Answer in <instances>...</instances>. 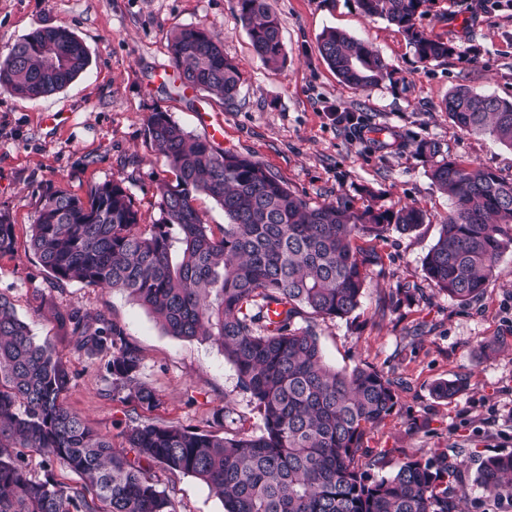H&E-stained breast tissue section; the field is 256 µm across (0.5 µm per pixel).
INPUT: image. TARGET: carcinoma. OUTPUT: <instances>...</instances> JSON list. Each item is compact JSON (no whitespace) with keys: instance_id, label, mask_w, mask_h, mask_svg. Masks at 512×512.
<instances>
[{"instance_id":"obj_1","label":"carcinoma","mask_w":512,"mask_h":512,"mask_svg":"<svg viewBox=\"0 0 512 512\" xmlns=\"http://www.w3.org/2000/svg\"><path fill=\"white\" fill-rule=\"evenodd\" d=\"M236 4L255 53L279 68L285 60L281 23L269 0ZM358 4L365 16L401 29L422 63L458 51L417 26L435 0ZM318 49L353 88L393 80L377 53L344 32L324 31ZM168 50L183 87L235 100L241 73L218 34L183 27L169 34ZM88 65L87 48L71 31L44 27L11 45L0 63V88L36 101L71 84ZM442 108L460 130L488 133L512 147V101L460 85ZM145 131L176 177V184L158 186L159 218L145 224L119 182L97 184L84 198L57 188L42 200L31 248L52 285L75 281L124 293L169 335L220 347L263 430L220 436L141 421L140 413L163 400L140 381L142 354L124 328L104 313L92 316L40 293L34 310L49 312L75 350L108 356L112 393H126L132 409L121 437L134 457L117 452L110 438L64 404L68 368L0 294V512H177L174 498L152 477L155 463L205 482L224 512H459L460 468L445 452L408 459L380 478L357 468L366 429L392 414L399 382L360 364L331 368L315 330L317 320L346 318L360 306L379 257L355 240L392 228L410 233L424 214L412 206L356 209L342 196L312 206L262 163L192 137L162 110L147 116ZM419 150L435 159L431 178L453 204L424 258L425 276L467 304L512 250V182L440 157L434 141L421 142ZM196 193L224 210L221 235L194 207ZM13 240L9 215L0 212V253ZM274 305L283 308L278 321L269 318ZM463 388L458 379L442 380L432 394L450 400ZM33 456L41 458V478L29 473ZM57 466L80 480L58 481ZM474 482L512 502V455L482 459Z\"/></svg>"}]
</instances>
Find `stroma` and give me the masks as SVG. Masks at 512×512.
Returning a JSON list of instances; mask_svg holds the SVG:
<instances>
[{
    "label": "stroma",
    "instance_id": "obj_1",
    "mask_svg": "<svg viewBox=\"0 0 512 512\" xmlns=\"http://www.w3.org/2000/svg\"><path fill=\"white\" fill-rule=\"evenodd\" d=\"M269 3L281 21L286 54L279 70L254 53L236 0H0V61L15 41L58 25L89 52L86 71L46 98L30 101L0 88V210L14 225L13 246L0 253V293L72 372L66 405L115 447L123 445L129 406L112 393L106 356L75 352L56 323L34 314L35 291L50 290L62 305L106 312L124 327L143 357L141 381L163 397L151 420L205 431L213 411L226 406L238 416V428L257 434L263 422L217 345L167 334L144 307L109 288L71 282L49 289L29 246L45 194L63 187L83 197L93 185L120 181L145 220L158 218L157 186L173 178L145 133L146 117L158 109L194 136L208 138L221 127V148L261 162L311 203L343 196L359 209L416 207L426 216L417 230L360 240L379 262L355 313L318 323L319 345L333 367L370 365L404 380L393 413L368 429L370 455L359 459L360 468L382 476L406 459L445 451L461 464L464 512H504L473 475L482 458L512 454V251L470 303L438 293L427 281L423 260L452 205L430 176V158L416 146L435 141L443 156L512 179V148L461 131L441 109L460 85L512 100V0H436L418 25L459 52L431 64L419 62L396 26L366 17L357 0ZM198 24L221 33L225 55L239 67L242 84L233 103L178 88L167 37ZM328 29L376 51L394 69L393 81L366 89L341 83L317 48ZM343 112L364 118L365 130L338 122ZM376 127L396 134L398 146L374 144ZM370 189L376 199L367 197ZM408 286L419 287V295L392 303V292ZM491 341L500 351L481 355ZM445 379L462 380L465 388L451 400L435 399L431 389ZM153 475L178 512H224L198 478L158 464Z\"/></svg>",
    "mask_w": 512,
    "mask_h": 512
}]
</instances>
